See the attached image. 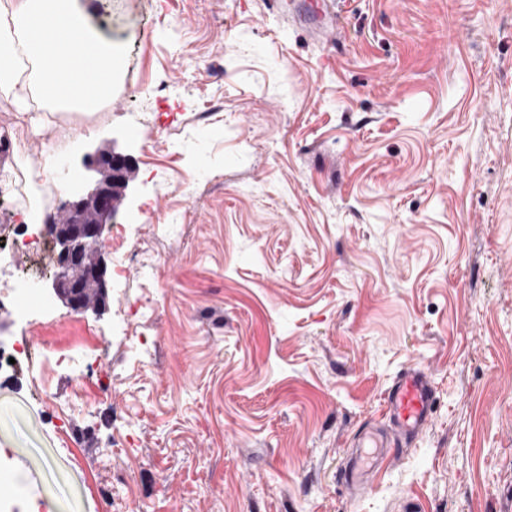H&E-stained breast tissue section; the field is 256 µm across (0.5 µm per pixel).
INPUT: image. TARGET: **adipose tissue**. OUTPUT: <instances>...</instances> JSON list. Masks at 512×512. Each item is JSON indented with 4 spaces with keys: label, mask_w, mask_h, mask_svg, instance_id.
<instances>
[{
    "label": "adipose tissue",
    "mask_w": 512,
    "mask_h": 512,
    "mask_svg": "<svg viewBox=\"0 0 512 512\" xmlns=\"http://www.w3.org/2000/svg\"><path fill=\"white\" fill-rule=\"evenodd\" d=\"M95 10V0H0V99L40 121L63 101L88 111L110 101L121 56ZM67 35L84 50L63 59L55 41Z\"/></svg>",
    "instance_id": "adipose-tissue-1"
}]
</instances>
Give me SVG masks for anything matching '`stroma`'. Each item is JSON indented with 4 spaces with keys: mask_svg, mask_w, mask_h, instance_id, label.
<instances>
[{
    "mask_svg": "<svg viewBox=\"0 0 512 512\" xmlns=\"http://www.w3.org/2000/svg\"><path fill=\"white\" fill-rule=\"evenodd\" d=\"M112 104L34 129L0 101V243L105 146L138 258L97 311L0 306L17 512H512V0H109ZM141 307L136 336L129 308ZM101 346L76 387L46 343ZM424 366L432 422L340 480ZM378 467L366 466V459L362 457L351 460L348 468L345 471V482L356 492L361 493L366 491L370 484L368 483L369 475Z\"/></svg>",
    "mask_w": 512,
    "mask_h": 512,
    "instance_id": "1",
    "label": "stroma"
}]
</instances>
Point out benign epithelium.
Returning a JSON list of instances; mask_svg holds the SVG:
<instances>
[{
	"label": "benign epithelium",
	"instance_id": "benign-epithelium-1",
	"mask_svg": "<svg viewBox=\"0 0 512 512\" xmlns=\"http://www.w3.org/2000/svg\"><path fill=\"white\" fill-rule=\"evenodd\" d=\"M98 174L94 187L62 213L43 225L44 234L56 245L55 288L69 279L73 289L68 307L75 311L100 308L99 294L106 292V266L99 252V241L106 224L119 212L126 199V189L134 181L133 160L108 146L94 164Z\"/></svg>",
	"mask_w": 512,
	"mask_h": 512
}]
</instances>
